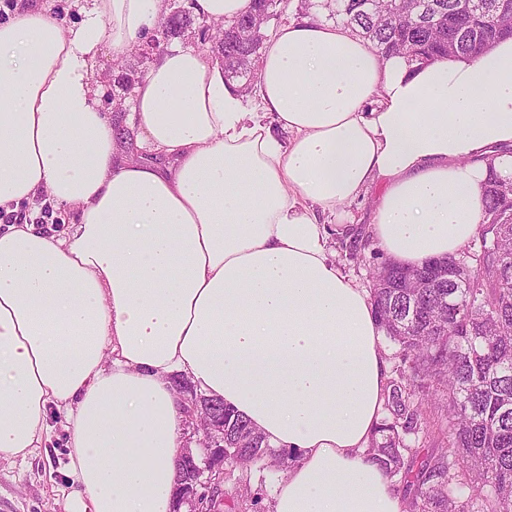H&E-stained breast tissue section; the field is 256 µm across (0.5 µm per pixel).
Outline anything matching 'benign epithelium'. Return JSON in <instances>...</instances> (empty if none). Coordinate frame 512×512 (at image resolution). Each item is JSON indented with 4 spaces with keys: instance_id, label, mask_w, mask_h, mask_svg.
Masks as SVG:
<instances>
[{
    "instance_id": "obj_1",
    "label": "benign epithelium",
    "mask_w": 512,
    "mask_h": 512,
    "mask_svg": "<svg viewBox=\"0 0 512 512\" xmlns=\"http://www.w3.org/2000/svg\"><path fill=\"white\" fill-rule=\"evenodd\" d=\"M178 383L183 402L190 403L186 423L201 448L186 447L179 459L178 467L190 476L179 480L174 512H214L205 508V498L224 493V404L197 394L183 378Z\"/></svg>"
}]
</instances>
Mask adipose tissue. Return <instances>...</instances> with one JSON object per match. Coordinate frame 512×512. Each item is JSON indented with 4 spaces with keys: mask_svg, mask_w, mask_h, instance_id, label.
I'll list each match as a JSON object with an SVG mask.
<instances>
[{
    "mask_svg": "<svg viewBox=\"0 0 512 512\" xmlns=\"http://www.w3.org/2000/svg\"><path fill=\"white\" fill-rule=\"evenodd\" d=\"M74 6L69 27L38 6L0 21V210L42 193L76 214L0 225V461L32 454L53 415L69 512H173L180 373L292 452L267 512H402L365 455L382 330L326 219L377 184L368 233L391 260L458 253L488 156L512 174V37L411 65L291 22L253 109L211 55L171 50L137 86L146 160L120 152L93 69L149 37L164 0Z\"/></svg>",
    "mask_w": 512,
    "mask_h": 512,
    "instance_id": "ef3b65f1",
    "label": "adipose tissue"
}]
</instances>
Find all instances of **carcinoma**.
<instances>
[{"instance_id": "carcinoma-1", "label": "carcinoma", "mask_w": 512, "mask_h": 512, "mask_svg": "<svg viewBox=\"0 0 512 512\" xmlns=\"http://www.w3.org/2000/svg\"><path fill=\"white\" fill-rule=\"evenodd\" d=\"M340 0L308 8L349 27L383 57L409 62L470 60L512 36V0ZM277 0H252L251 11L215 24L213 52L224 75L250 80ZM189 14H174L152 37L181 35ZM485 209L477 236L458 255L417 268L386 261L371 272L372 301L398 364L386 387L385 417L368 460L403 493L404 512H512V178L487 160ZM445 417L447 447L412 445L427 412ZM271 454L263 435L224 407V458L254 465Z\"/></svg>"}]
</instances>
